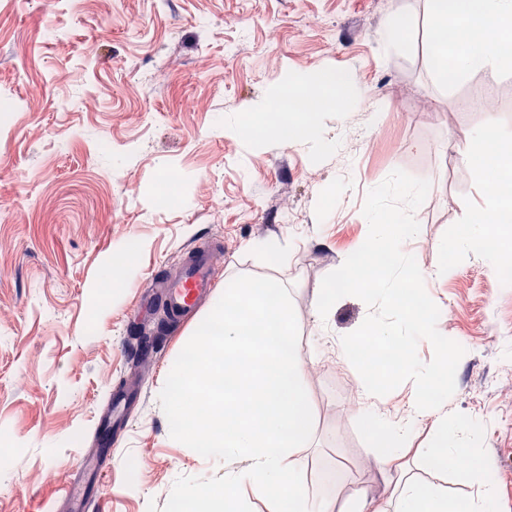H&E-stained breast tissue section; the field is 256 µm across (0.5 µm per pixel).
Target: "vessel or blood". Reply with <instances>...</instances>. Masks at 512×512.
I'll list each match as a JSON object with an SVG mask.
<instances>
[{
    "label": "vessel or blood",
    "instance_id": "vessel-or-blood-1",
    "mask_svg": "<svg viewBox=\"0 0 512 512\" xmlns=\"http://www.w3.org/2000/svg\"><path fill=\"white\" fill-rule=\"evenodd\" d=\"M215 284L216 272L209 251L198 247L187 252L167 277L152 281L149 294L162 300L169 320L177 321L195 309Z\"/></svg>",
    "mask_w": 512,
    "mask_h": 512
}]
</instances>
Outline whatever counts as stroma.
<instances>
[{
    "label": "stroma",
    "mask_w": 512,
    "mask_h": 512,
    "mask_svg": "<svg viewBox=\"0 0 512 512\" xmlns=\"http://www.w3.org/2000/svg\"><path fill=\"white\" fill-rule=\"evenodd\" d=\"M429 0H0V512H60L82 460H100L88 512H178L180 488L217 482L223 462L172 433L167 369L207 312L201 303L160 327L148 279L187 248L211 244L221 278L285 288L306 362L310 493L315 467L337 466L338 490L386 485L373 465L384 446L359 412V371L336 353L373 311L340 292L345 260L372 234L371 191L401 179L426 185L412 203L407 248L425 272L435 341L459 356L448 369V419L477 421L495 466L497 512H512V266L448 247L485 189L467 159L473 132L512 134V72L448 81L432 68ZM401 50L386 48L390 21ZM319 72L340 73L362 102L301 115L323 142L275 126L244 132ZM317 139V140H318ZM179 202L160 201L170 170ZM255 241L272 253L250 251ZM134 252L110 268L118 248ZM444 260L447 272L435 264ZM335 292L328 325L317 292ZM154 337L134 367L132 336ZM135 397L115 445L100 448L99 417L114 392Z\"/></svg>",
    "instance_id": "obj_1"
}]
</instances>
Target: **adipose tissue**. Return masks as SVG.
Instances as JSON below:
<instances>
[{
  "label": "adipose tissue",
  "mask_w": 512,
  "mask_h": 512,
  "mask_svg": "<svg viewBox=\"0 0 512 512\" xmlns=\"http://www.w3.org/2000/svg\"><path fill=\"white\" fill-rule=\"evenodd\" d=\"M432 29H452L453 37L435 43L433 66L439 76L464 75L492 69L512 71V0H431ZM472 151L484 169L495 172L497 193L473 207L470 238L450 246L451 252L482 246L493 265L512 260V242L494 228L512 223V141L494 129H477ZM375 234L361 252L349 292L379 299L363 329L341 344L345 363H362L361 412L392 445L378 459L381 474H395L389 497L374 503L366 491L336 503V475L325 473L322 492L309 495L299 459L310 434L303 390L305 361L288 311V298L278 282L232 279L213 298L203 323L184 357L174 360L168 374L179 391L167 399L174 433L188 448H202L223 460L222 482L186 489L195 512H248L240 495L243 486L261 491L271 512H492L498 481L495 467L478 445L479 424L449 423L444 397L436 387L456 360L444 348L440 361L427 367L412 363L409 328L429 330L430 305L419 287L422 269L405 240L417 226L401 209L375 206L368 217ZM398 315L390 322L388 313ZM414 378L404 417L387 419L378 408L388 389L405 375ZM430 417L442 445L421 449L436 471L457 470L477 489L461 502L441 487L409 476L404 441L420 419Z\"/></svg>",
  "instance_id": "obj_1"
}]
</instances>
